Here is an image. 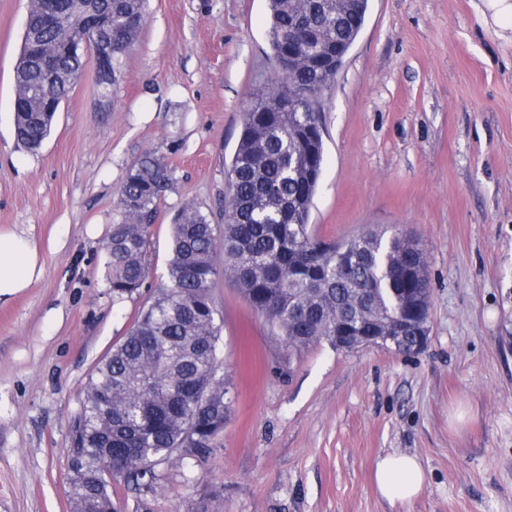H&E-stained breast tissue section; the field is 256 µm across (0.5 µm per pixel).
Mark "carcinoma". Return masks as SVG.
I'll return each instance as SVG.
<instances>
[{
  "label": "carcinoma",
  "mask_w": 512,
  "mask_h": 512,
  "mask_svg": "<svg viewBox=\"0 0 512 512\" xmlns=\"http://www.w3.org/2000/svg\"><path fill=\"white\" fill-rule=\"evenodd\" d=\"M67 24L46 19L44 0H30L15 71V136L41 147L67 99L83 57L71 45L93 29L112 36L113 66L137 41L145 0H55ZM360 10L336 12L326 0H269L267 37L274 74L256 90L243 124L224 195V223L192 203L171 224L167 283L148 298L123 340L94 369L69 427L65 493L88 512H119L114 484L148 491L145 468L199 455L215 445L233 405L217 356L221 326L213 290L219 276L266 317L290 353L332 343L344 324L361 329L403 310L405 291L420 295L429 277L423 250L405 234L374 229L337 241L319 238L310 214L324 164L322 119L293 85L315 92L336 74L298 59L288 70V42L303 26L320 38L302 43L316 56L349 47ZM170 167L146 153L129 167L118 193L120 220L105 244L106 277L118 300L140 293L153 246L158 202ZM224 264H218V256ZM116 448L135 452L107 462Z\"/></svg>",
  "instance_id": "carcinoma-1"
}]
</instances>
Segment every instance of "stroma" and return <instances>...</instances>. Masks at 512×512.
I'll use <instances>...</instances> for the list:
<instances>
[{
	"label": "stroma",
	"instance_id": "1",
	"mask_svg": "<svg viewBox=\"0 0 512 512\" xmlns=\"http://www.w3.org/2000/svg\"><path fill=\"white\" fill-rule=\"evenodd\" d=\"M28 6L0 0V230L42 247L44 275L0 302V512H72L66 450L83 388L165 284L182 204L222 223L242 113L274 61L267 0H148L110 105L86 59L32 152L13 127ZM322 115L310 222L328 241L369 226L419 239L426 346L291 354L218 279L230 417L206 453L157 466L154 491L117 485L122 512H512V29L484 24L478 0H369ZM147 152L172 184L145 285L118 302L103 247ZM394 452L426 473L405 504L374 481Z\"/></svg>",
	"mask_w": 512,
	"mask_h": 512
}]
</instances>
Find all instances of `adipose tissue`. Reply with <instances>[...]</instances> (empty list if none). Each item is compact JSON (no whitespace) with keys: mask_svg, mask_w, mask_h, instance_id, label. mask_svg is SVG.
I'll return each instance as SVG.
<instances>
[{"mask_svg":"<svg viewBox=\"0 0 512 512\" xmlns=\"http://www.w3.org/2000/svg\"><path fill=\"white\" fill-rule=\"evenodd\" d=\"M43 272L36 241L13 231L0 232V300L30 288ZM375 484L380 495L389 502H409L422 493L425 472L417 457L389 454L376 465Z\"/></svg>","mask_w":512,"mask_h":512,"instance_id":"ef3b65f1","label":"adipose tissue"}]
</instances>
